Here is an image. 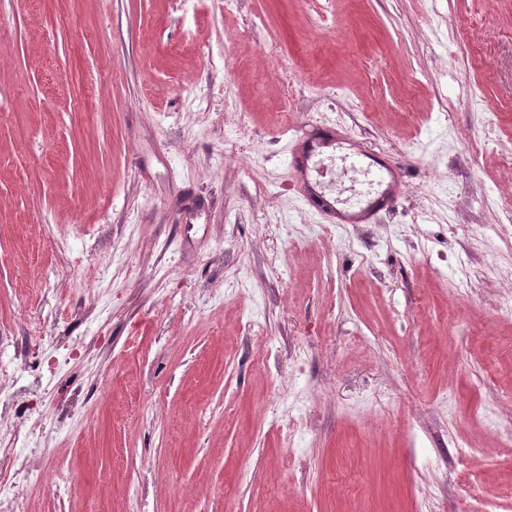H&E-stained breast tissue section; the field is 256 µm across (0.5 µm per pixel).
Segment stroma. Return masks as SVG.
<instances>
[{
  "label": "stroma",
  "instance_id": "1",
  "mask_svg": "<svg viewBox=\"0 0 512 512\" xmlns=\"http://www.w3.org/2000/svg\"><path fill=\"white\" fill-rule=\"evenodd\" d=\"M510 426L512 0H0L17 512H512ZM352 149L348 140L334 128H325L298 141L290 151V165L295 178L304 185V196L318 203L332 224H371L382 213L392 210L402 194L405 170L373 154L348 152L340 158L349 168L357 170L355 161L363 155L379 172V189L361 202L345 206L331 192H325L327 173L324 170L317 169L312 180L310 163L316 153L331 150L336 154L337 150Z\"/></svg>",
  "mask_w": 512,
  "mask_h": 512
}]
</instances>
